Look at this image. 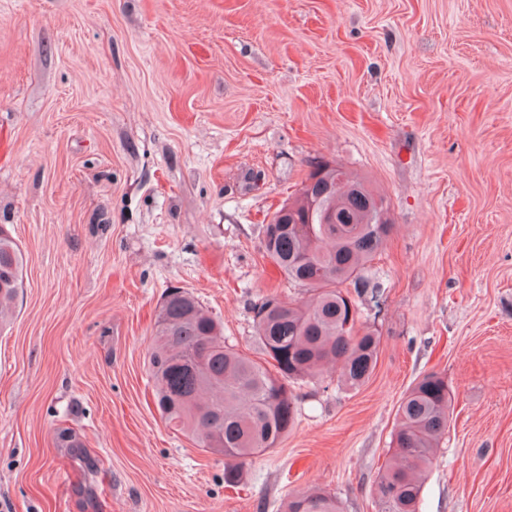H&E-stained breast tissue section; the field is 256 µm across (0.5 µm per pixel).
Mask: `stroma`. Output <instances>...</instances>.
<instances>
[{
  "label": "stroma",
  "mask_w": 512,
  "mask_h": 512,
  "mask_svg": "<svg viewBox=\"0 0 512 512\" xmlns=\"http://www.w3.org/2000/svg\"><path fill=\"white\" fill-rule=\"evenodd\" d=\"M320 160L389 206L378 363L292 384L295 426L228 487L156 408L155 316L189 291L259 358L253 303L306 295L262 226ZM0 225L25 261L0 512H281L314 486L378 512L433 371L454 415L419 512H512V0H0Z\"/></svg>",
  "instance_id": "obj_1"
}]
</instances>
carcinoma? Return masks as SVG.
Wrapping results in <instances>:
<instances>
[{
    "mask_svg": "<svg viewBox=\"0 0 512 512\" xmlns=\"http://www.w3.org/2000/svg\"><path fill=\"white\" fill-rule=\"evenodd\" d=\"M322 167L316 181L263 225L266 256L289 282L306 289L301 302L266 298L253 307L258 362L224 343V329L187 291L170 292L155 320L148 357L156 406L171 427L202 448L224 455V481L238 482L243 466L274 448L296 420L290 383L313 377L326 363L339 382L361 387L375 369L380 336L362 320L357 297L366 271L391 230L384 197L360 178ZM24 257L0 227V323L23 281ZM206 351L194 364L192 356ZM448 381L431 372L407 390L396 413L392 461L377 477L379 512H417L434 449L451 421ZM285 512H343L336 495L308 489L291 496Z\"/></svg>",
    "mask_w": 512,
    "mask_h": 512,
    "instance_id": "1",
    "label": "carcinoma"
}]
</instances>
